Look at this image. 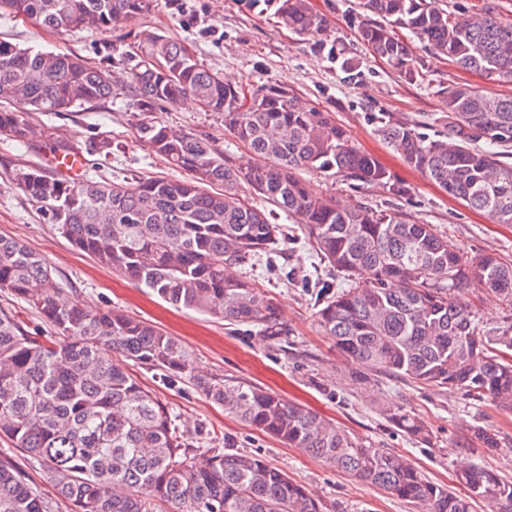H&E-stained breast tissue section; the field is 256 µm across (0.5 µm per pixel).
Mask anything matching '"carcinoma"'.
Returning <instances> with one entry per match:
<instances>
[{
    "label": "carcinoma",
    "mask_w": 512,
    "mask_h": 512,
    "mask_svg": "<svg viewBox=\"0 0 512 512\" xmlns=\"http://www.w3.org/2000/svg\"><path fill=\"white\" fill-rule=\"evenodd\" d=\"M276 8L280 24L302 37L326 34L309 0H250ZM152 0H0V16H25L66 33L106 32ZM358 38L409 82L425 79L396 29L464 71L512 80V24L496 5L454 13L438 0H359ZM128 68L138 139L183 172L179 178L72 182L38 168L14 180L48 223L78 250L176 308L279 334L277 305L235 267L271 258L283 237L278 213L294 217L305 238L350 285L319 284L324 332L358 368L378 369L439 388L460 389L512 410V324L489 334L452 292L477 281L512 301V264L493 254L467 257L430 224L395 211L341 208L296 172L315 170L362 183L402 187L358 149L332 114L293 90L264 83L245 95L204 67L191 47L154 30L140 35ZM446 133L430 140L409 124L372 117L382 139L449 196L512 224V96L466 83L441 86ZM112 97L108 72L73 54L24 49L0 40V134L32 140L29 113H59ZM189 97L224 115V127L249 150L236 165L207 139L154 120L162 102ZM485 147H476L478 141ZM257 196L262 205L250 201ZM0 288L35 308L54 331L26 329L0 310V438L43 467L58 500L43 497L8 457L0 459V512H321L301 484L262 458L218 453L198 464L171 414L129 371L127 362L181 377L188 351L155 325L115 310H90L61 296L46 262L0 236ZM196 388L230 414L302 448L326 465L424 512H471L484 499L512 512V481L480 465L457 475L463 490L425 478L406 458L373 448L333 421L274 392L221 379ZM395 424L416 440L429 434L409 414ZM472 438L497 448L499 435L477 426Z\"/></svg>",
    "instance_id": "1"
}]
</instances>
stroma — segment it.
<instances>
[{"label":"stroma","mask_w":512,"mask_h":512,"mask_svg":"<svg viewBox=\"0 0 512 512\" xmlns=\"http://www.w3.org/2000/svg\"><path fill=\"white\" fill-rule=\"evenodd\" d=\"M328 20L323 45L282 28L272 10L249 8L246 0H153L147 14L114 30H74L57 34L31 21L0 18V38L23 47L74 54L100 63L116 83L112 99L88 103L68 112L31 113L37 135L29 144L0 137V235L14 238L51 266L63 296L94 310L117 309L148 321L175 337L189 353L181 379L167 383L158 371L134 368L139 381L171 412L197 459L216 453L258 455L305 485L323 512H418L416 506L337 472L300 448L247 426L210 402L194 385L197 376L260 386L288 402L305 406L377 448L411 460L428 478L453 485L460 464L473 462L512 481V411L491 399L478 400L463 391L437 388L379 370L358 380L319 324L311 281L334 273L321 262L296 220L285 222L290 240L281 247L276 267L257 265L252 277L278 305L281 332L264 335L260 327L230 324L210 316L177 310L115 275L93 258L76 251L48 224L39 208L12 179L20 165L50 170L53 154L48 129L77 145L83 176L104 181L170 177L173 169L159 154L141 144L134 129L125 88L119 84L130 65L139 32L146 28L189 43L208 68L244 89L277 82L299 97L333 112L354 143L368 152L403 185L391 195L380 184H364L318 172H302L317 193L334 196L343 206L393 208L415 223L432 224L468 255L493 253L512 264V224H498L485 213L448 197L447 193L403 158L376 133L372 115L384 112L417 126L419 132L440 131L445 112L439 86L465 81L480 89L509 95L512 82L459 71L436 57L413 34H405L427 82L405 81L375 61L356 37L354 0H311ZM354 63L347 71L346 63ZM156 120L176 131L210 139L238 163L247 154L224 128V118L198 105L162 104ZM110 142L99 150L100 142ZM457 301L472 306L482 326L512 322V303L486 295L478 283L456 290ZM401 412L419 418L431 440L411 439L392 420ZM498 431L501 446L490 452L470 440L474 427Z\"/></svg>","instance_id":"35a3bbf8"}]
</instances>
